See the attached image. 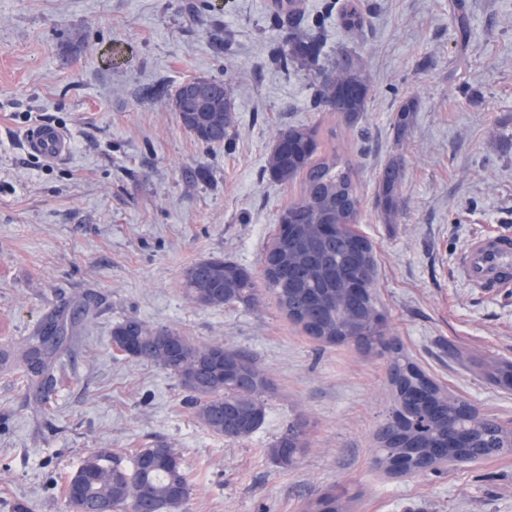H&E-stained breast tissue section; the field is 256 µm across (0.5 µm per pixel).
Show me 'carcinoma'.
I'll return each mask as SVG.
<instances>
[{"label":"carcinoma","mask_w":512,"mask_h":512,"mask_svg":"<svg viewBox=\"0 0 512 512\" xmlns=\"http://www.w3.org/2000/svg\"><path fill=\"white\" fill-rule=\"evenodd\" d=\"M342 25L353 36L363 32L364 18L354 3L345 6ZM274 36L271 60L284 73L303 67L315 74L314 102L338 113L355 126L366 112L370 86L359 59L348 52L336 57L331 68L321 64L324 33L305 24L294 9V0H275L269 16ZM214 99L211 111L180 112L183 128L198 142L230 147L233 128V87L219 77H209ZM191 80L170 91L158 83L143 91L147 98L173 105ZM414 103L398 110L393 122L396 142L407 133ZM319 130L297 125L282 130L268 159V172L281 184L302 180L300 198L283 210L278 223L288 233L273 238L261 259L264 291L278 308L315 340L326 344L354 342L370 347L385 335L384 322L368 320L379 310L375 291V263L370 242L356 234L360 200L349 161L337 153L319 155ZM404 173L399 161L388 163L378 177V204L389 218L399 212V186ZM335 226L327 233L324 226ZM356 278L364 289L343 303L337 295L340 283ZM187 296L201 307L259 301L252 273L222 257L200 260L183 275ZM64 323L50 316L16 358L17 370L28 380H43L50 359L62 347ZM112 342L135 358L162 366L187 393L196 419L211 432L230 441L249 438L265 420L264 396L271 382L248 350L222 343L197 345L180 333L152 330L128 317L112 328ZM391 384L396 406L392 421L380 433L382 456L378 461L397 473L420 472L444 463L448 431L473 430L478 447L470 453L512 450V435L495 421L482 418L470 406L443 393L413 360L395 345H388ZM307 447L306 424L297 418L269 448L279 465ZM180 459L172 448L135 453L132 467L106 448H96L75 470L77 480L63 486L69 512H186L191 485L183 464L171 467L169 458ZM345 492L334 490L307 504L306 512H344Z\"/></svg>","instance_id":"carcinoma-1"}]
</instances>
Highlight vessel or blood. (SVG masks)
I'll use <instances>...</instances> for the list:
<instances>
[{"label": "vessel or blood", "instance_id": "1", "mask_svg": "<svg viewBox=\"0 0 512 512\" xmlns=\"http://www.w3.org/2000/svg\"><path fill=\"white\" fill-rule=\"evenodd\" d=\"M28 150L46 161L63 157L69 150L67 135L51 125L37 126L26 136ZM461 278L475 288L512 286V236L496 235L473 239L459 265Z\"/></svg>", "mask_w": 512, "mask_h": 512}]
</instances>
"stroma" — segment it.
<instances>
[{"label":"stroma","mask_w":512,"mask_h":512,"mask_svg":"<svg viewBox=\"0 0 512 512\" xmlns=\"http://www.w3.org/2000/svg\"><path fill=\"white\" fill-rule=\"evenodd\" d=\"M344 5L301 0L323 24L326 64L343 49L363 63L371 99L355 127L312 106L313 73L269 62L271 0H0V351L17 354L51 312L67 322L48 389L0 367V512H66L63 480L88 451L128 460L161 444L194 475L187 512H304L333 489L350 512H512V452L403 476L377 464L395 406L388 353L318 343L267 293L203 308L183 288L185 268L210 257L261 273L301 194L270 177L268 156L280 130L317 127L321 152L354 167L386 341L512 426V387L489 378L512 363V288L480 291L458 269L473 237L512 233V0H370L359 37ZM214 20L229 56L212 48ZM195 76L231 78V147L199 143L142 95ZM45 123L71 141L52 163L25 145ZM395 159L390 223L376 196ZM128 317L251 350L273 384L264 424L240 442L206 429L169 372L115 349ZM298 418L308 446L284 468L267 448Z\"/></svg>","instance_id":"obj_1"}]
</instances>
